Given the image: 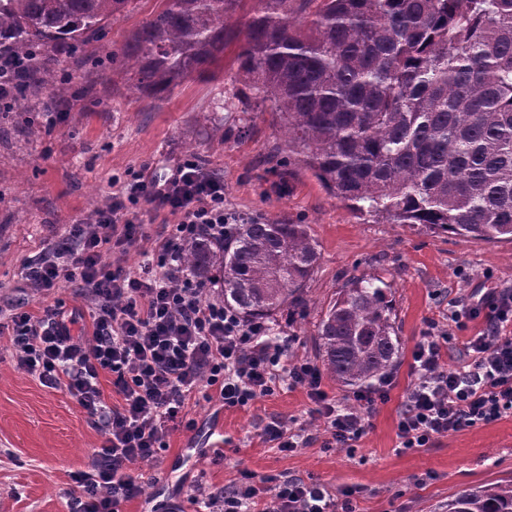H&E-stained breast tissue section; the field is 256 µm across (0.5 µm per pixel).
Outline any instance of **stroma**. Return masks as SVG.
<instances>
[{"instance_id": "35a3bbf8", "label": "stroma", "mask_w": 512, "mask_h": 512, "mask_svg": "<svg viewBox=\"0 0 512 512\" xmlns=\"http://www.w3.org/2000/svg\"><path fill=\"white\" fill-rule=\"evenodd\" d=\"M160 0H137L112 18L90 44L97 54L120 52L129 34L158 11ZM243 13L228 18L233 34L213 76L192 75L160 99L130 98L131 73L122 64L98 70L70 60L67 109L49 114L31 100L0 123V307L20 302L42 311L31 297L23 266L52 232L87 220L108 204L119 182L150 167L165 176L182 157L196 156L224 179V203L247 219H288L308 225L320 259L308 283L305 316L279 312L274 327L289 338L291 356L317 361L315 330L322 307L355 277L384 280L403 349L385 401L365 415V432L349 448L312 442L283 452L264 441L276 418L291 431L318 434L313 403L301 387L281 388L243 409H224L218 395L196 397L187 416L195 430L178 428L152 465L137 476L143 486L123 512H166L181 502L195 512L196 484L255 481L288 474L348 496L354 512H448L449 499L466 487L512 480V415L404 451L397 425L413 381L412 351L426 335L447 336L444 367L459 369L463 345L485 328L477 318L458 325L454 312L480 291L512 289V242H484L411 224L356 217L331 197L285 148L284 130L270 110L240 95L234 54L244 37ZM224 102V142L211 143L208 114ZM39 127L38 139L27 137ZM224 450L202 454L213 430ZM102 441L86 412L66 391L44 386L18 369L9 333L0 334V512H70L73 477L87 468Z\"/></svg>"}]
</instances>
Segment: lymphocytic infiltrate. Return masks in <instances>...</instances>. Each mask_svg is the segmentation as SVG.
Returning a JSON list of instances; mask_svg holds the SVG:
<instances>
[{"label":"lymphocytic infiltrate","mask_w":512,"mask_h":512,"mask_svg":"<svg viewBox=\"0 0 512 512\" xmlns=\"http://www.w3.org/2000/svg\"><path fill=\"white\" fill-rule=\"evenodd\" d=\"M177 218L158 236L152 265L140 273L108 261L115 248L137 246L146 235L132 218L140 202ZM242 217L224 205V180L206 175L198 160L181 159L165 178L133 175L84 222L66 253L43 249L27 263L30 290L46 298L62 284L76 285L88 303L93 332L76 341L61 307L36 316L11 309V343L18 369L76 399L103 435L87 470L75 475L74 512H121L142 492L133 466L157 460L174 424L193 429L185 409L197 394L214 390L225 407L244 408L273 395L277 385L306 389L327 448H349L365 429L354 406L333 402L313 362L289 360L288 339L269 324L244 321L224 304L219 288L204 290L181 265L183 243L207 234L223 240ZM483 318L482 333L465 346L457 370L443 366V346L423 337L412 351L414 380L398 421L400 446L427 447L434 439L512 413V291H488L455 321ZM114 377L119 402L108 403L101 374ZM199 512H352L327 489L290 476L256 487L250 477L231 486L197 485Z\"/></svg>","instance_id":"obj_1"}]
</instances>
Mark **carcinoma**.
Returning a JSON list of instances; mask_svg holds the SVG:
<instances>
[{
    "instance_id": "obj_1",
    "label": "carcinoma",
    "mask_w": 512,
    "mask_h": 512,
    "mask_svg": "<svg viewBox=\"0 0 512 512\" xmlns=\"http://www.w3.org/2000/svg\"><path fill=\"white\" fill-rule=\"evenodd\" d=\"M136 0H0V54L31 60L18 101L68 95L48 51L79 53ZM125 41L138 98L171 94L223 59L224 21L243 0H161ZM236 60L243 84L280 119L289 151L350 210L485 242L512 241V0H257ZM320 253L309 225L252 219L216 244L182 249L224 305L270 321L308 310ZM388 288L354 278L321 312L323 372L361 387L397 364ZM448 512H512V481L467 488Z\"/></svg>"
}]
</instances>
